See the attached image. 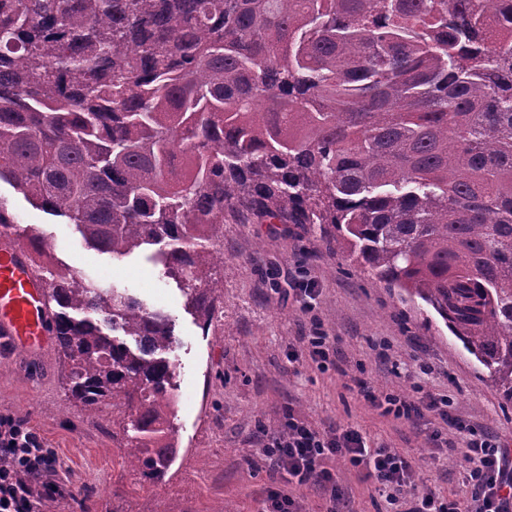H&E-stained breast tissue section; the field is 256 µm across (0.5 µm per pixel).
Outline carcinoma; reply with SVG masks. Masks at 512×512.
Instances as JSON below:
<instances>
[{
  "label": "carcinoma",
  "mask_w": 512,
  "mask_h": 512,
  "mask_svg": "<svg viewBox=\"0 0 512 512\" xmlns=\"http://www.w3.org/2000/svg\"><path fill=\"white\" fill-rule=\"evenodd\" d=\"M1 180L91 249L151 250L204 327L225 217L316 224L512 407V0H0ZM28 251L72 398L163 481L169 316Z\"/></svg>",
  "instance_id": "obj_1"
}]
</instances>
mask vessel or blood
<instances>
[{"label": "vessel or blood", "instance_id": "obj_1", "mask_svg": "<svg viewBox=\"0 0 512 512\" xmlns=\"http://www.w3.org/2000/svg\"><path fill=\"white\" fill-rule=\"evenodd\" d=\"M47 282L32 266L25 247L0 233V351H23L36 358L52 351Z\"/></svg>", "mask_w": 512, "mask_h": 512}]
</instances>
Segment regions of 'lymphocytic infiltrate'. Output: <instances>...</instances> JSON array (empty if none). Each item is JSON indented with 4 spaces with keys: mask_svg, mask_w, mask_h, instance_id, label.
Instances as JSON below:
<instances>
[{
    "mask_svg": "<svg viewBox=\"0 0 512 512\" xmlns=\"http://www.w3.org/2000/svg\"><path fill=\"white\" fill-rule=\"evenodd\" d=\"M357 387L383 416L406 423L432 418L441 421V429L430 438L433 447H448L444 430L462 436V453L469 462L464 478L471 490L470 503L420 488L414 460L393 448L367 446L355 428L325 432L292 418L263 441L262 455L283 473L286 485L268 492L262 512H301L299 500L287 490L291 484L327 488L328 512H341L343 497L328 466L329 461L340 459L365 472L395 512H512V450L481 427L454 415L449 396L425 391L420 385L410 396L380 392L362 380ZM0 458L10 461L9 466L0 467V512H33L35 500L57 494L52 479L55 459L24 423L0 422Z\"/></svg>",
    "mask_w": 512,
    "mask_h": 512,
    "instance_id": "lymphocytic-infiltrate-1",
    "label": "lymphocytic infiltrate"
}]
</instances>
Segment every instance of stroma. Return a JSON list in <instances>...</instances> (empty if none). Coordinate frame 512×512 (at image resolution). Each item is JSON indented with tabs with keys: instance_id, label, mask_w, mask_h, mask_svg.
Instances as JSON below:
<instances>
[{
	"instance_id": "stroma-1",
	"label": "stroma",
	"mask_w": 512,
	"mask_h": 512,
	"mask_svg": "<svg viewBox=\"0 0 512 512\" xmlns=\"http://www.w3.org/2000/svg\"><path fill=\"white\" fill-rule=\"evenodd\" d=\"M22 230L39 234L53 261L108 286L128 289L174 326L177 454L165 482L151 484L122 465L112 443V408L87 413L69 396L61 351L0 361V420L23 421L56 459L61 494L35 512H260L267 489L282 480L260 448L289 417L322 431L353 427L369 446L384 445L418 461L424 484L460 501L470 498L454 450L431 453L427 433L381 416L349 382L404 394L419 384L453 401L459 416L512 447V410L494 383L420 298L387 288L350 265L306 224H238L225 220L214 242L224 263L209 328L185 306L177 284L145 254L112 259L87 248L74 225L30 204L0 181ZM306 270L319 290L314 316L336 338L338 368L320 370L304 355L309 315L289 289ZM427 364L429 374L418 370ZM336 482L350 512H392L371 480L345 461Z\"/></svg>"
}]
</instances>
